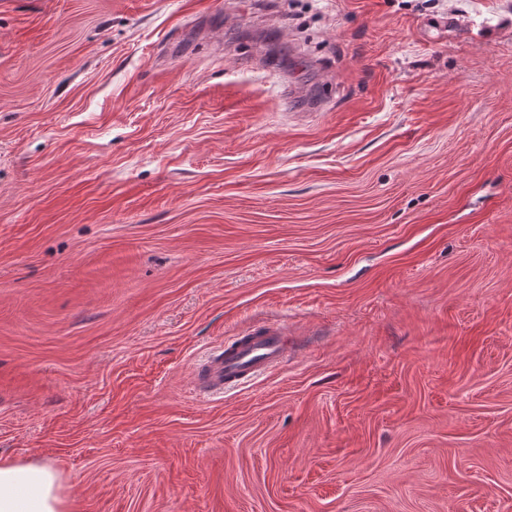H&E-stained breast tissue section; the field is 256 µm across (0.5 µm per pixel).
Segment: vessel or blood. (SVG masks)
Here are the masks:
<instances>
[{
  "label": "vessel or blood",
  "mask_w": 512,
  "mask_h": 512,
  "mask_svg": "<svg viewBox=\"0 0 512 512\" xmlns=\"http://www.w3.org/2000/svg\"><path fill=\"white\" fill-rule=\"evenodd\" d=\"M287 334V325H267L239 337L228 347L218 348L197 368L198 394L221 393L226 386L279 366L287 354Z\"/></svg>",
  "instance_id": "obj_1"
}]
</instances>
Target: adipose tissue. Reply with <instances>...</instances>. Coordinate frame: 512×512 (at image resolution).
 Returning a JSON list of instances; mask_svg holds the SVG:
<instances>
[{
    "instance_id": "obj_1",
    "label": "adipose tissue",
    "mask_w": 512,
    "mask_h": 512,
    "mask_svg": "<svg viewBox=\"0 0 512 512\" xmlns=\"http://www.w3.org/2000/svg\"><path fill=\"white\" fill-rule=\"evenodd\" d=\"M60 477L47 462L0 460V512H67Z\"/></svg>"
}]
</instances>
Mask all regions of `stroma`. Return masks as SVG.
Masks as SVG:
<instances>
[{
  "label": "stroma",
  "mask_w": 512,
  "mask_h": 512,
  "mask_svg": "<svg viewBox=\"0 0 512 512\" xmlns=\"http://www.w3.org/2000/svg\"><path fill=\"white\" fill-rule=\"evenodd\" d=\"M0 457L70 512H512V0H0ZM285 336H288V325L272 324L240 336L226 348L220 346L197 367V393H223L226 386L279 366L287 354Z\"/></svg>",
  "instance_id": "obj_1"
}]
</instances>
